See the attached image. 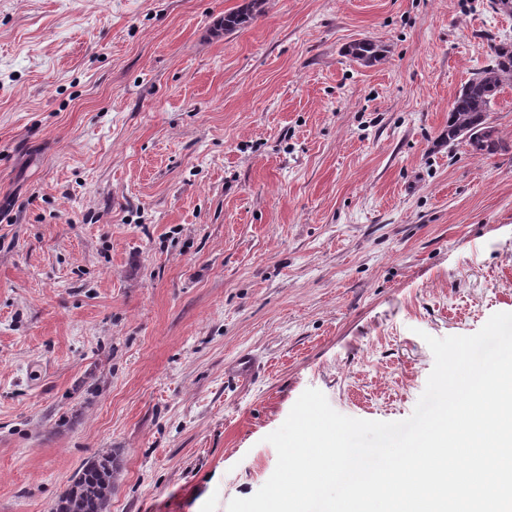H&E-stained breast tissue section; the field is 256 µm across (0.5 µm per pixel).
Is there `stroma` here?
I'll return each instance as SVG.
<instances>
[{
    "label": "stroma",
    "mask_w": 512,
    "mask_h": 512,
    "mask_svg": "<svg viewBox=\"0 0 512 512\" xmlns=\"http://www.w3.org/2000/svg\"><path fill=\"white\" fill-rule=\"evenodd\" d=\"M243 2L0 0V512L111 449L108 512H227L306 389L406 419L426 336L512 313V86L504 151L445 139L512 11L264 0L217 32ZM383 47L369 39H362L349 45L346 55L362 65L378 62L383 58Z\"/></svg>",
    "instance_id": "1"
}]
</instances>
